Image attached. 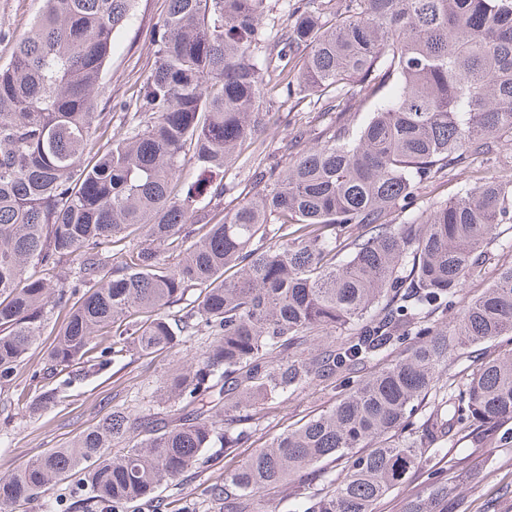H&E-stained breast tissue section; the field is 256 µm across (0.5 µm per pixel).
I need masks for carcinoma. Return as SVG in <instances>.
Listing matches in <instances>:
<instances>
[{"label":"carcinoma","mask_w":512,"mask_h":512,"mask_svg":"<svg viewBox=\"0 0 512 512\" xmlns=\"http://www.w3.org/2000/svg\"><path fill=\"white\" fill-rule=\"evenodd\" d=\"M268 2L169 0L153 68L104 145L112 113L96 111L95 94L133 0H45L0 67V390L51 305L67 313L46 380L98 372L115 346L149 356L211 337L166 379L175 409L112 411L0 478V510L73 478L78 509L163 512L158 487L206 448L246 444L273 398L362 371L336 405L210 487L224 512H248L250 496L330 457L344 476L319 475L318 492L295 485L302 512H376L459 432L503 441L512 349L451 392L443 375L453 354L512 336V264L448 322L457 289L512 224V172L414 204L512 136V0H287L273 40ZM279 88L324 116L312 139L290 123L282 169L264 164L258 140L277 123L261 100ZM359 102L375 103L360 125ZM239 160L257 178L217 221ZM402 346L399 361L368 370ZM405 512H448V499L435 490Z\"/></svg>","instance_id":"1"}]
</instances>
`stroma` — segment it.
Masks as SVG:
<instances>
[{
	"instance_id": "stroma-1",
	"label": "stroma",
	"mask_w": 512,
	"mask_h": 512,
	"mask_svg": "<svg viewBox=\"0 0 512 512\" xmlns=\"http://www.w3.org/2000/svg\"><path fill=\"white\" fill-rule=\"evenodd\" d=\"M167 4L168 0H137L128 24L113 39L112 54L96 93L97 109L111 113L113 129L122 126L117 103L135 95L153 67L151 34L161 25ZM42 7L43 0H0V65L9 62L14 39L31 25ZM489 166V161L480 160L452 169L447 177L422 190L418 206L452 197L459 189L473 185ZM511 240L512 224L501 225L498 241L488 247V261L479 275L466 280L452 313H459L488 288L501 266L512 263V251L503 247ZM64 319V310L52 309L38 346L30 350L11 388L0 392V477L11 474L33 456L66 447L112 410L124 409L136 417L154 412L164 379L194 363L209 342L208 337L194 336L174 350L149 357L132 351L112 353L110 365L99 373L67 381L55 378L56 400L35 414L18 395L41 392L42 385L33 380L32 374L41 367ZM341 394L334 383L274 399L273 413L260 422L243 447L217 445L205 449L197 468L159 488L158 494L167 504L165 512H221L219 504L208 497L211 485L223 483L225 472L238 468L289 426L334 406ZM474 446L473 437L467 436L449 446L447 456L428 455L420 469L378 505L377 512H403L406 502L427 495L433 479L440 476L449 479L450 512H512V444H484V454L468 477L461 481L451 478L452 459L468 455Z\"/></svg>"
}]
</instances>
